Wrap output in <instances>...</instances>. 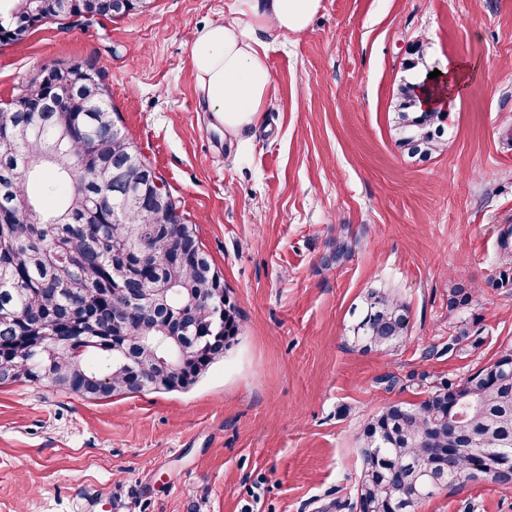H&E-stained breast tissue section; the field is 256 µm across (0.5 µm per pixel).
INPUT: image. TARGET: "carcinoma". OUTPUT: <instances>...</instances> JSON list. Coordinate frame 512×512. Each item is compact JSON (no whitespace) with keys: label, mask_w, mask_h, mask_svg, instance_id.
Instances as JSON below:
<instances>
[{"label":"carcinoma","mask_w":512,"mask_h":512,"mask_svg":"<svg viewBox=\"0 0 512 512\" xmlns=\"http://www.w3.org/2000/svg\"><path fill=\"white\" fill-rule=\"evenodd\" d=\"M148 0H0L12 23L0 43L22 41L43 21L77 13L119 19ZM75 84L73 108L19 112L17 104ZM417 86L405 79L395 103L398 146L427 159L448 145L446 115L419 112ZM0 385L46 384L86 400L193 386L237 340L241 315L224 278L202 248L161 178L118 126L103 76L93 64L59 62L0 106ZM51 169L52 177L45 176ZM121 176L122 193L112 189ZM41 181L34 197L30 185ZM512 229L501 234L497 287L512 288ZM137 288L153 318L126 313ZM474 301L460 283L448 312ZM192 312L196 329L179 373L165 370L162 328L175 310ZM126 315L112 327V317ZM472 321H460L441 354L479 344ZM409 306L385 289L367 294L352 327L361 349L384 351L408 335ZM362 470L350 512H416L443 488L486 481L512 486V347L465 380H448L416 404L387 403L364 426Z\"/></svg>","instance_id":"cac0c4a2"}]
</instances>
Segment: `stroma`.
I'll return each instance as SVG.
<instances>
[{
    "mask_svg": "<svg viewBox=\"0 0 512 512\" xmlns=\"http://www.w3.org/2000/svg\"><path fill=\"white\" fill-rule=\"evenodd\" d=\"M237 6L152 0L0 45V102L60 60L103 70L120 126L197 224L243 313L237 341L187 390L90 401L0 386V512H347L359 435L378 409L422 401L512 343V288L492 285L512 227V0H322L302 33L255 31L271 96L228 137L204 104L192 47ZM418 43L417 76L478 66L447 112V148L423 163L393 130ZM340 241L350 256L330 262ZM460 282L479 295L452 313ZM379 288L408 303L409 331L366 353L350 310ZM463 319L480 345L425 357ZM468 503L512 512V487L442 489L416 512Z\"/></svg>",
    "mask_w": 512,
    "mask_h": 512,
    "instance_id": "stroma-1",
    "label": "stroma"
}]
</instances>
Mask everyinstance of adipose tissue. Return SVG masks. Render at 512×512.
<instances>
[{"label":"adipose tissue","instance_id":"1","mask_svg":"<svg viewBox=\"0 0 512 512\" xmlns=\"http://www.w3.org/2000/svg\"><path fill=\"white\" fill-rule=\"evenodd\" d=\"M321 0H239L238 16L202 28L192 48L195 76L209 111L225 134L235 135L254 125L272 87L264 51L253 34L256 28L297 34L318 13ZM476 66L461 59L442 70V81L418 92V108L441 107L448 95L464 88Z\"/></svg>","mask_w":512,"mask_h":512}]
</instances>
